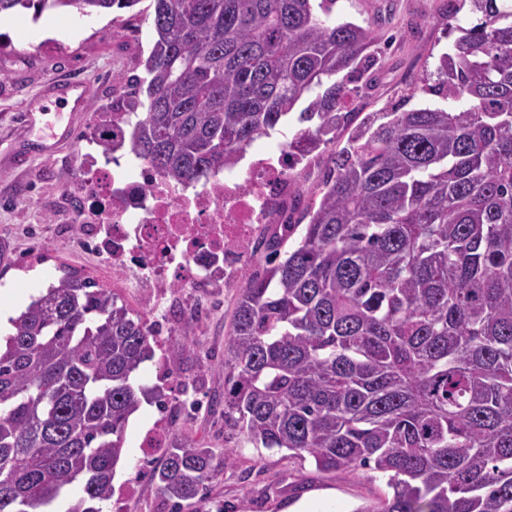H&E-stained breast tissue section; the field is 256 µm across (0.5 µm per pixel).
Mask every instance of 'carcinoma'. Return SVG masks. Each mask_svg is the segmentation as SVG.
Masks as SVG:
<instances>
[{
  "label": "carcinoma",
  "mask_w": 512,
  "mask_h": 512,
  "mask_svg": "<svg viewBox=\"0 0 512 512\" xmlns=\"http://www.w3.org/2000/svg\"><path fill=\"white\" fill-rule=\"evenodd\" d=\"M139 2L0 0V17ZM333 3L153 0L145 75L127 80L128 150L177 183L209 180L298 106L288 147H334L301 220L256 247L269 267L243 276L210 409L318 471L381 475L373 512H512V0H473L482 21L456 26L437 83L407 96L464 106L358 123L348 82L376 35L329 21ZM9 323L0 512H103L151 396L132 379L154 330L72 274ZM233 460L174 438L149 483L181 509Z\"/></svg>",
  "instance_id": "cac0c4a2"
}]
</instances>
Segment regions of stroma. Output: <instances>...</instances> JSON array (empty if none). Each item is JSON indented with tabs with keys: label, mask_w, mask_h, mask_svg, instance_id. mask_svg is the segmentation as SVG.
<instances>
[{
	"label": "stroma",
	"mask_w": 512,
	"mask_h": 512,
	"mask_svg": "<svg viewBox=\"0 0 512 512\" xmlns=\"http://www.w3.org/2000/svg\"><path fill=\"white\" fill-rule=\"evenodd\" d=\"M137 17L108 12L69 24L58 11L46 12L56 21V38L65 52L47 48L29 58L6 50L7 38H22L33 24L30 13L0 22V307L17 314L19 302L70 271L100 286L112 285L110 258L87 251L77 237H58L56 228L71 211L64 206L75 191L77 158L96 124L117 111L128 97L124 77L143 74V62L153 45L151 0H140ZM330 17L373 28L379 35L374 58L356 77L348 100L350 112H381L406 96L417 77L435 71L438 58L452 40L451 21L474 25L481 18L471 0H336ZM89 78L87 108L74 111L70 102L48 94L52 78ZM47 113L33 129L22 125V114L34 100ZM53 141H45L47 129ZM52 144V157L41 156ZM30 156L23 168L13 159ZM180 298L201 309L191 321L192 335L182 326L161 325L151 294H118V303L158 325L154 355L134 376L136 384L160 387L164 406L142 402L126 426L124 455L112 480V497L104 512H172L170 503L149 487L143 472L161 456L159 442L173 437L206 443L216 452L231 449L234 464L225 466L205 495L182 512H240L249 500L250 512H283L307 502L310 512H360L386 493L384 480L367 473L345 476L322 473L311 460L248 441L223 415L210 411L207 399L224 392V334L236 289L206 292L178 289ZM177 371H168L170 362Z\"/></svg>",
	"instance_id": "obj_1"
}]
</instances>
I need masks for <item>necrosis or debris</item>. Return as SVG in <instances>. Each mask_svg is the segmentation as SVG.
Listing matches in <instances>:
<instances>
[{
    "mask_svg": "<svg viewBox=\"0 0 512 512\" xmlns=\"http://www.w3.org/2000/svg\"><path fill=\"white\" fill-rule=\"evenodd\" d=\"M302 158L267 145L206 183H176L142 160L105 167L80 154L82 194L99 215L81 219L83 246L111 257L123 288H210L237 282L260 229L283 203Z\"/></svg>",
    "mask_w": 512,
    "mask_h": 512,
    "instance_id": "necrosis-or-debris-1",
    "label": "necrosis or debris"
}]
</instances>
